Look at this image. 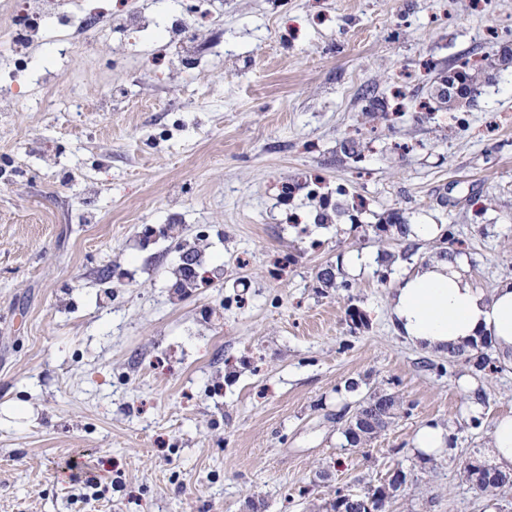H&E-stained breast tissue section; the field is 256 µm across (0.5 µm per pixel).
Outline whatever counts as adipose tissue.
Instances as JSON below:
<instances>
[{
  "instance_id": "adipose-tissue-1",
  "label": "adipose tissue",
  "mask_w": 512,
  "mask_h": 512,
  "mask_svg": "<svg viewBox=\"0 0 512 512\" xmlns=\"http://www.w3.org/2000/svg\"><path fill=\"white\" fill-rule=\"evenodd\" d=\"M399 334L429 351L492 345L500 369H512V282L485 295L461 257L435 260L403 277L391 298Z\"/></svg>"
}]
</instances>
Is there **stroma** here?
I'll return each instance as SVG.
<instances>
[{"mask_svg": "<svg viewBox=\"0 0 512 512\" xmlns=\"http://www.w3.org/2000/svg\"><path fill=\"white\" fill-rule=\"evenodd\" d=\"M124 2L64 66L34 47L0 112V512H330L398 466L387 512H486L460 464L512 415V370L477 378L473 428L470 368L399 336L389 297L446 254L485 292L512 279V0H221L185 66L155 35L169 0ZM464 61L491 80L454 109L439 90ZM311 178L320 195L282 198ZM342 192L362 207L319 224ZM398 222L438 234L403 243ZM169 224L179 239L144 242ZM182 242L223 268L183 297ZM372 390L402 407L346 449ZM430 421L455 450L427 462ZM454 446V427L428 422L424 424L415 440L414 451L424 458L450 455Z\"/></svg>", "mask_w": 512, "mask_h": 512, "instance_id": "obj_1", "label": "stroma"}]
</instances>
